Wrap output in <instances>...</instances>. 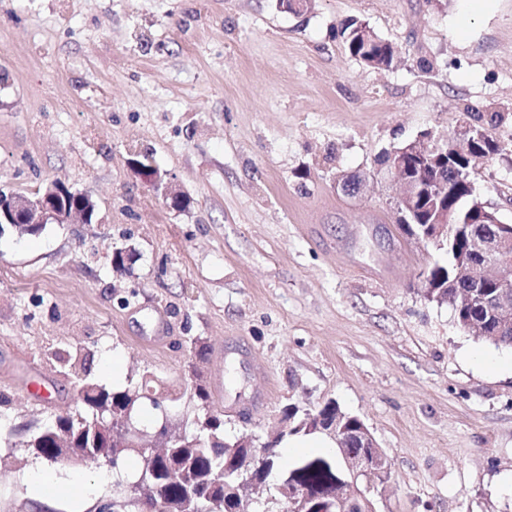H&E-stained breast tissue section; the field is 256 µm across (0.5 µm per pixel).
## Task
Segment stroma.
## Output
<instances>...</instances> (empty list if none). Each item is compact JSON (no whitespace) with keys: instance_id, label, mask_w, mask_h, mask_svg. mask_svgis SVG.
I'll use <instances>...</instances> for the list:
<instances>
[{"instance_id":"stroma-1","label":"stroma","mask_w":512,"mask_h":512,"mask_svg":"<svg viewBox=\"0 0 512 512\" xmlns=\"http://www.w3.org/2000/svg\"><path fill=\"white\" fill-rule=\"evenodd\" d=\"M352 20L398 63L350 56ZM464 120L500 147L475 195L512 224V0H0V191L59 182L97 205L91 224L0 234V512H107L139 465L56 464L66 488L31 487L29 434L76 408L65 351L106 385L110 360L123 384L180 391L198 368L228 437L336 401L390 455L379 512H512V348L424 300L446 253L404 233L382 162Z\"/></svg>"}]
</instances>
